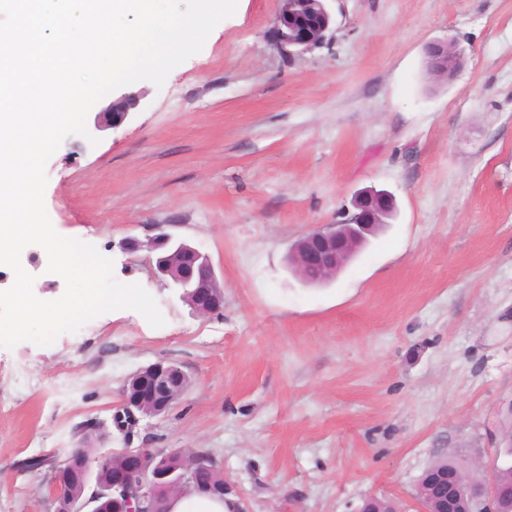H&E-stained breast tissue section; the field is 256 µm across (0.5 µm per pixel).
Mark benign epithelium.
Instances as JSON below:
<instances>
[{
    "label": "benign epithelium",
    "instance_id": "1",
    "mask_svg": "<svg viewBox=\"0 0 512 512\" xmlns=\"http://www.w3.org/2000/svg\"><path fill=\"white\" fill-rule=\"evenodd\" d=\"M330 0H279L273 35L277 50L288 57L302 56L320 47L334 23ZM467 59L465 47L448 36L424 47L425 68L444 81L452 80ZM139 95L123 93L112 100L107 111L95 118L94 129L121 125L136 107ZM392 198L369 192L356 198L334 224H320L289 248L288 263L307 285H317L336 272L367 242L391 216ZM133 255L146 250L154 255L155 274L176 289L179 298L201 316L224 306V285L218 280L210 257L194 245L166 232L142 241L129 237L121 244ZM189 379L177 365L155 362L140 368L128 390L113 408L112 427L128 435L144 416L165 414L187 392ZM111 450L96 457L80 449L70 452L56 470L52 486L55 512H168L170 500L196 483L200 462L194 451L184 449L176 468H169L166 454L157 448L123 449L119 464L109 468V483L79 501L71 495L76 471L88 472L108 464ZM501 452L488 464L490 476L484 483L472 482L459 469L453 472L430 470L428 479L416 493V512H502L496 484Z\"/></svg>",
    "mask_w": 512,
    "mask_h": 512
}]
</instances>
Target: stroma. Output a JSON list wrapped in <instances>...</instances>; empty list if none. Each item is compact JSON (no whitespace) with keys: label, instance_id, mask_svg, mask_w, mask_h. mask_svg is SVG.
Masks as SVG:
<instances>
[{"label":"stroma","instance_id":"obj_1","mask_svg":"<svg viewBox=\"0 0 512 512\" xmlns=\"http://www.w3.org/2000/svg\"><path fill=\"white\" fill-rule=\"evenodd\" d=\"M335 25L299 57L271 40L278 0H238L163 86L129 84L135 112L68 136L46 164L59 235L111 259L165 319L99 314L51 345L0 347V512H54L34 454L110 424L127 377L159 362L186 394L133 443L207 448L244 512H414L442 456L485 478L512 400V0H333ZM453 35L468 60L427 81L422 51ZM395 213L324 286L290 246L368 188ZM208 253L224 306L197 315L120 241L155 225ZM34 294L59 298L37 245Z\"/></svg>","mask_w":512,"mask_h":512}]
</instances>
